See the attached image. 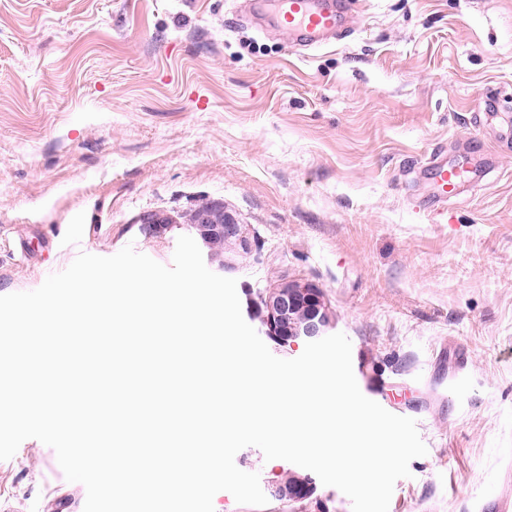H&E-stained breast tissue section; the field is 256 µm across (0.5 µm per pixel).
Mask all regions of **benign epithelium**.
<instances>
[{"mask_svg": "<svg viewBox=\"0 0 512 512\" xmlns=\"http://www.w3.org/2000/svg\"><path fill=\"white\" fill-rule=\"evenodd\" d=\"M173 223V217L165 213H148L139 218L141 230L149 236L165 234ZM190 224L197 240L208 249L209 261L221 271L226 265V251L244 255L252 250L253 240L246 225L224 210L220 201L195 208ZM261 313L266 335L283 346L298 340H319L331 324L321 289L310 283H285L268 290L261 298ZM315 490L312 479L299 487L280 482L272 487L271 495L279 501L293 503L311 497Z\"/></svg>", "mask_w": 512, "mask_h": 512, "instance_id": "7a95c632", "label": "benign epithelium"}]
</instances>
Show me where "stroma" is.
I'll list each match as a JSON object with an SVG mask.
<instances>
[{
    "instance_id": "stroma-1",
    "label": "stroma",
    "mask_w": 512,
    "mask_h": 512,
    "mask_svg": "<svg viewBox=\"0 0 512 512\" xmlns=\"http://www.w3.org/2000/svg\"><path fill=\"white\" fill-rule=\"evenodd\" d=\"M302 50L244 0H0V295L79 253L171 265L147 212L208 200L247 224L230 255L245 321L286 282L323 292L362 393L428 449L389 512H493L512 482V0H354ZM466 167L439 203L426 169ZM447 220L431 222L438 205ZM262 490L290 469L235 456ZM36 439L0 461V512H83ZM352 512L317 485L258 509Z\"/></svg>"
}]
</instances>
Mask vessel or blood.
I'll use <instances>...</instances> for the list:
<instances>
[{"label": "vessel or blood", "instance_id": "obj_1", "mask_svg": "<svg viewBox=\"0 0 512 512\" xmlns=\"http://www.w3.org/2000/svg\"><path fill=\"white\" fill-rule=\"evenodd\" d=\"M253 6L299 45L314 47L342 30L348 4L346 0H253ZM427 173L443 201L455 194L462 179L459 169L442 162L432 163Z\"/></svg>", "mask_w": 512, "mask_h": 512}]
</instances>
